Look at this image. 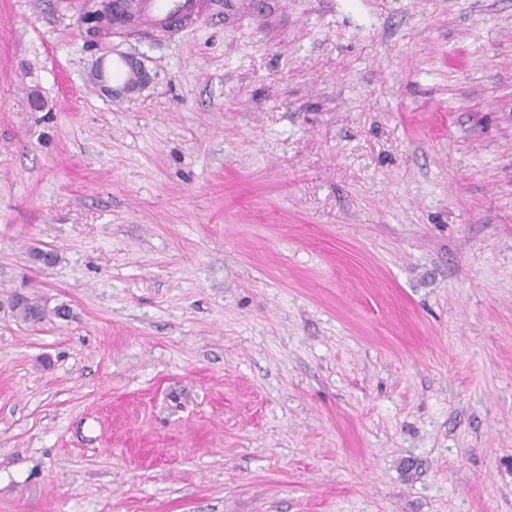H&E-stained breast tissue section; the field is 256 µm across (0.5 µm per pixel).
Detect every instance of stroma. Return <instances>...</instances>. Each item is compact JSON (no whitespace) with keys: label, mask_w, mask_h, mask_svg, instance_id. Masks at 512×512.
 <instances>
[{"label":"stroma","mask_w":512,"mask_h":512,"mask_svg":"<svg viewBox=\"0 0 512 512\" xmlns=\"http://www.w3.org/2000/svg\"><path fill=\"white\" fill-rule=\"evenodd\" d=\"M215 2L0 0V512H512V0ZM208 0H128L137 28L143 32H170L168 22L181 20L187 25L207 9ZM17 306H12L10 309L16 320L25 323L37 324L44 321L47 317L53 316L59 319H67L70 317V309L67 304H59L49 309L46 302H43L38 297L26 296L24 304L17 309Z\"/></svg>","instance_id":"stroma-1"}]
</instances>
